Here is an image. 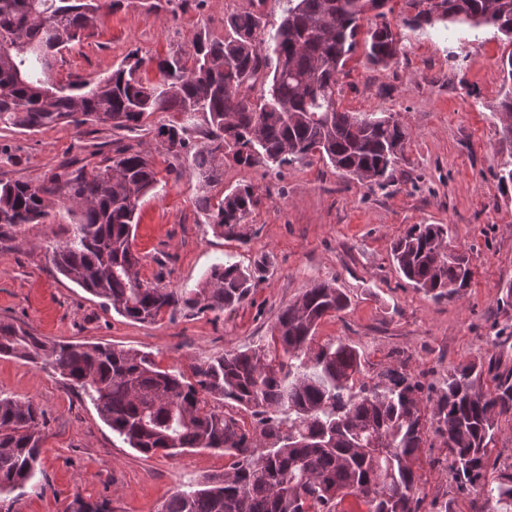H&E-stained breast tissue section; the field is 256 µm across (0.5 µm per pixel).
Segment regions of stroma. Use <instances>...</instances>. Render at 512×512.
Listing matches in <instances>:
<instances>
[{"instance_id": "1", "label": "stroma", "mask_w": 512, "mask_h": 512, "mask_svg": "<svg viewBox=\"0 0 512 512\" xmlns=\"http://www.w3.org/2000/svg\"><path fill=\"white\" fill-rule=\"evenodd\" d=\"M80 45L58 57L52 77L65 84L111 73L131 53L147 58L144 75L157 80L154 58L191 52L200 32L224 35V20L249 0H125ZM387 21L405 51L386 67L372 65L357 45L344 68L341 104L350 112H390L410 140L394 183L369 185L318 159L274 173L257 164L224 165L222 189L248 184L259 201L246 225L247 243L215 233L194 203L189 158L203 142L204 119L187 135L183 153H168L154 131L172 120L155 112L141 130L59 124L35 133L0 128V179L39 182L70 164L95 165L117 146L145 151L159 185L139 206L134 248L145 281L193 289L224 259L267 258L268 270L233 312L163 317L141 324L104 309L98 299L57 275L46 248L76 218L55 203L42 224L0 229V320L57 341L110 343L151 353L163 369L189 370L213 356L268 342L280 311L317 280H332L351 299L326 316L317 342L341 339L363 350L365 378L402 367L422 386L431 408L451 370L469 362L512 369V187L501 186L502 144L494 115L504 94L501 60L512 42L485 26L403 27ZM413 224H446L452 248L466 253L473 276L459 298L436 300L394 268L392 243ZM0 393L33 400L44 415L45 441L35 478L13 512H67L74 499L108 512H159L177 491L224 472L222 454L193 449L146 458L113 439L111 429L70 382L34 364L0 357ZM417 452L420 512H494L476 491L459 493L448 450L426 424Z\"/></svg>"}]
</instances>
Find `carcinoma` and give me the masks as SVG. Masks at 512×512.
Listing matches in <instances>:
<instances>
[{"label":"carcinoma","mask_w":512,"mask_h":512,"mask_svg":"<svg viewBox=\"0 0 512 512\" xmlns=\"http://www.w3.org/2000/svg\"><path fill=\"white\" fill-rule=\"evenodd\" d=\"M389 0H288L278 24L254 9L224 20V38L198 35L193 53L155 60L160 79L143 78L133 52L106 78L58 84L53 61L124 0H0V125L34 133L70 123L132 130L152 112H172L157 129L170 152L187 148L201 115L206 141L189 161L195 204L227 239L247 242L244 224L257 202L251 185L212 195L224 162L278 168L319 157L359 180L394 181L409 134L393 114L346 112L336 94L368 11L383 19ZM404 25L493 26L512 42V0H402ZM404 50L383 22L367 31L366 55L388 66ZM509 89L498 104L501 142L509 147L499 178L512 185V54L502 59ZM268 87H256L261 73ZM159 181L148 157L123 146L105 166L34 184L0 179V227L41 224L54 200L78 223L51 247V263L102 306L137 323L163 315L232 311L262 278L264 262L226 260L190 290L141 278L133 249L135 216ZM391 260L412 285L435 299L469 286L468 258L450 246L446 224H413L391 247ZM349 299L317 281L284 307L270 351H229L191 367L160 368L148 354L101 343L52 341L0 320V356L49 368L92 402L112 436L140 454L187 448L224 452L227 471L170 496L160 512H339L347 496L366 512H419L413 467L424 436L421 385L389 367L370 385L364 354L341 340L315 344L321 320ZM494 391L483 390L484 373ZM248 412L255 425L239 417ZM512 412V372L469 363L448 373L433 404L435 432L445 438L449 470L462 491L479 489L512 512V466L486 480L499 416ZM34 401L0 396V496L22 490L36 474L44 441Z\"/></svg>","instance_id":"1"}]
</instances>
